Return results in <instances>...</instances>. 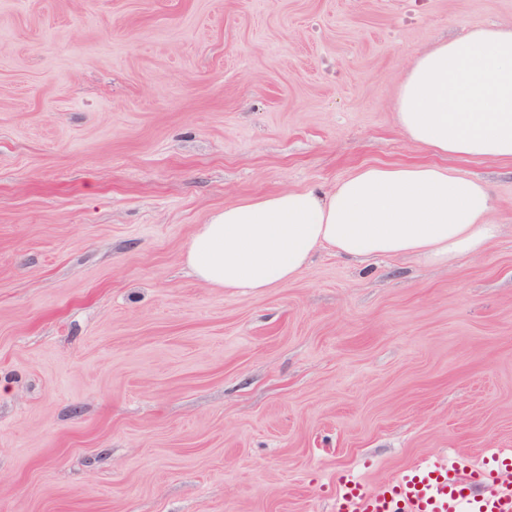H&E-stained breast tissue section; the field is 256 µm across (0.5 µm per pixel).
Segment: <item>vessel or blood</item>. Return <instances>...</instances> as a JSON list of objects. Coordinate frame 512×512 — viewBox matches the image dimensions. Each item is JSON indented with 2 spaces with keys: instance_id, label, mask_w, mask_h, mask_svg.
Returning <instances> with one entry per match:
<instances>
[{
  "instance_id": "obj_1",
  "label": "vessel or blood",
  "mask_w": 512,
  "mask_h": 512,
  "mask_svg": "<svg viewBox=\"0 0 512 512\" xmlns=\"http://www.w3.org/2000/svg\"><path fill=\"white\" fill-rule=\"evenodd\" d=\"M507 464L500 457L495 467L464 473L444 457L412 466L377 488L346 477L336 491V512H512V484L501 479Z\"/></svg>"
}]
</instances>
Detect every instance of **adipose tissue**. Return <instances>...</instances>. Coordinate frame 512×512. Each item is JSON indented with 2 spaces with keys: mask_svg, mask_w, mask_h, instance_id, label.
Returning a JSON list of instances; mask_svg holds the SVG:
<instances>
[{
  "mask_svg": "<svg viewBox=\"0 0 512 512\" xmlns=\"http://www.w3.org/2000/svg\"><path fill=\"white\" fill-rule=\"evenodd\" d=\"M405 133L440 155L512 159V27H480L418 56L398 98ZM485 184L438 165H371L335 190L281 191L225 206L184 262L239 293L294 282L322 248L351 258L450 263L483 252L499 225Z\"/></svg>",
  "mask_w": 512,
  "mask_h": 512,
  "instance_id": "1",
  "label": "adipose tissue"
}]
</instances>
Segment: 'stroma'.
Returning a JSON list of instances; mask_svg holds the SVG:
<instances>
[{
    "instance_id": "stroma-1",
    "label": "stroma",
    "mask_w": 512,
    "mask_h": 512,
    "mask_svg": "<svg viewBox=\"0 0 512 512\" xmlns=\"http://www.w3.org/2000/svg\"><path fill=\"white\" fill-rule=\"evenodd\" d=\"M490 25L512 0H0V512H336L512 449V162L397 115ZM412 164L487 182L498 240L246 295L184 263L224 206Z\"/></svg>"
}]
</instances>
